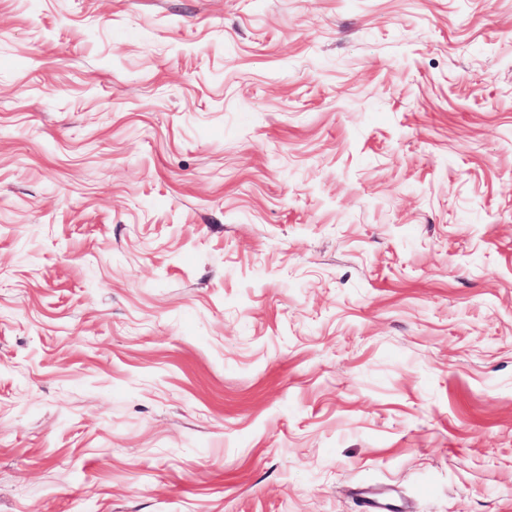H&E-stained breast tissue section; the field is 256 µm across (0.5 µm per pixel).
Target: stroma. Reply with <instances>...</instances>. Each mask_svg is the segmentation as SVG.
Segmentation results:
<instances>
[{
	"label": "stroma",
	"mask_w": 512,
	"mask_h": 512,
	"mask_svg": "<svg viewBox=\"0 0 512 512\" xmlns=\"http://www.w3.org/2000/svg\"><path fill=\"white\" fill-rule=\"evenodd\" d=\"M512 512V0H0V512Z\"/></svg>",
	"instance_id": "35a3bbf8"
}]
</instances>
